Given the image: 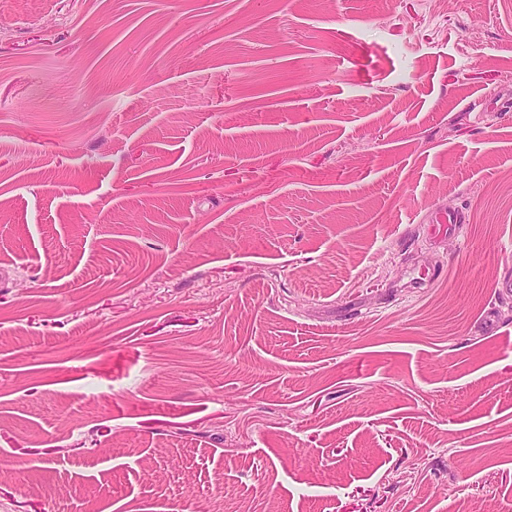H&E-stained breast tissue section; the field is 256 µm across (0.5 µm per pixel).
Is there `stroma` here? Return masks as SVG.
Wrapping results in <instances>:
<instances>
[{
    "label": "stroma",
    "instance_id": "stroma-1",
    "mask_svg": "<svg viewBox=\"0 0 512 512\" xmlns=\"http://www.w3.org/2000/svg\"><path fill=\"white\" fill-rule=\"evenodd\" d=\"M508 279L512 0H0V512H494ZM426 223L429 224L430 235L436 236L445 232H455L458 224H464V220L460 212L434 209L429 213Z\"/></svg>",
    "mask_w": 512,
    "mask_h": 512
}]
</instances>
